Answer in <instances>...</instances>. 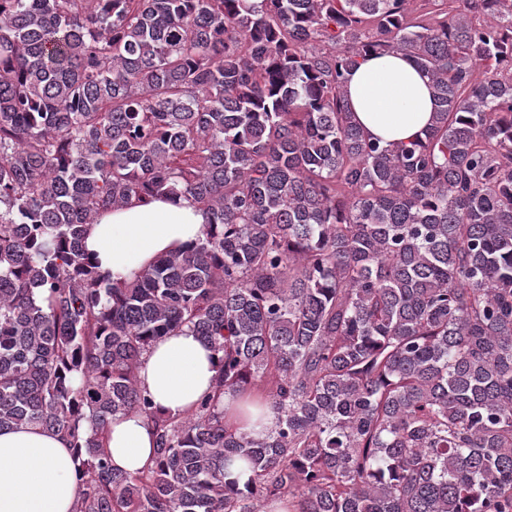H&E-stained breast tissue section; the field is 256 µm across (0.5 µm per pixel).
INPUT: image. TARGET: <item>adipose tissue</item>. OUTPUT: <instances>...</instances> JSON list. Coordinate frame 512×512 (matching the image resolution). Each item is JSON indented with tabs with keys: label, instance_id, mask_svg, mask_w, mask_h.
<instances>
[{
	"label": "adipose tissue",
	"instance_id": "adipose-tissue-1",
	"mask_svg": "<svg viewBox=\"0 0 512 512\" xmlns=\"http://www.w3.org/2000/svg\"><path fill=\"white\" fill-rule=\"evenodd\" d=\"M346 85L354 119L369 138L406 142L432 121L429 81L409 56L366 58ZM206 222L203 211L182 199L135 201L100 215L85 246L113 280H130L157 257L196 242ZM217 373L213 350L185 329L152 346L139 379L160 411L178 416L210 394ZM107 448L113 467L144 469L154 457L151 423L137 413L114 418ZM77 493L75 466L59 435L36 427L0 431V512H73Z\"/></svg>",
	"mask_w": 512,
	"mask_h": 512
}]
</instances>
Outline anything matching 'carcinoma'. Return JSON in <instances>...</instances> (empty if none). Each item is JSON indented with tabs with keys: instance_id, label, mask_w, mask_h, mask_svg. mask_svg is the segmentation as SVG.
I'll use <instances>...</instances> for the list:
<instances>
[{
	"instance_id": "carcinoma-1",
	"label": "carcinoma",
	"mask_w": 512,
	"mask_h": 512,
	"mask_svg": "<svg viewBox=\"0 0 512 512\" xmlns=\"http://www.w3.org/2000/svg\"><path fill=\"white\" fill-rule=\"evenodd\" d=\"M407 2L0 0V430L66 438L74 512H512V0ZM394 52L436 111L385 145L345 73ZM157 196L202 238L112 282L90 225ZM183 328L219 370L170 416L138 370ZM152 425L144 415L132 413L112 419L107 448L113 467L134 473L154 458Z\"/></svg>"
}]
</instances>
